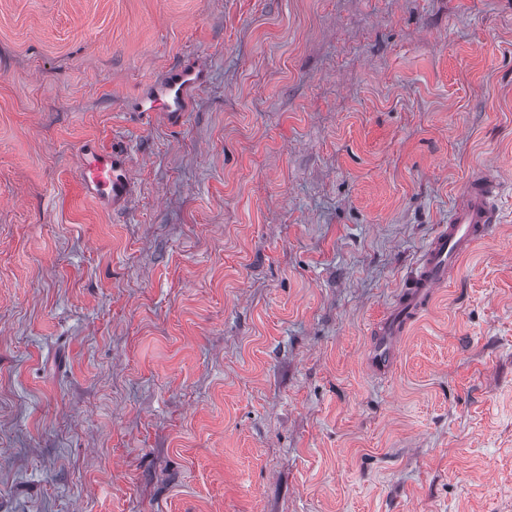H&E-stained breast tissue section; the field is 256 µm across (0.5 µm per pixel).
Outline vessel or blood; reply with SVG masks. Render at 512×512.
I'll list each match as a JSON object with an SVG mask.
<instances>
[{"mask_svg": "<svg viewBox=\"0 0 512 512\" xmlns=\"http://www.w3.org/2000/svg\"><path fill=\"white\" fill-rule=\"evenodd\" d=\"M206 82L205 73L193 66H183L153 86L137 102L142 112H161L179 120L187 110L189 96ZM128 157L122 150L103 151L86 148L81 164V179L99 199L113 202L124 198L129 181ZM500 182L489 172L472 174L461 187L448 214L420 253L415 270L397 294L391 314L378 326L377 341L368 351V363L377 376H385L395 366L398 341L406 328L429 303L436 288L445 284L461 258L485 239L499 223L496 199Z\"/></svg>", "mask_w": 512, "mask_h": 512, "instance_id": "vessel-or-blood-1", "label": "vessel or blood"}]
</instances>
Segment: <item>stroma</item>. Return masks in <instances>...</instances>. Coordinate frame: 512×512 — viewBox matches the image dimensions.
I'll return each mask as SVG.
<instances>
[{
    "label": "stroma",
    "mask_w": 512,
    "mask_h": 512,
    "mask_svg": "<svg viewBox=\"0 0 512 512\" xmlns=\"http://www.w3.org/2000/svg\"><path fill=\"white\" fill-rule=\"evenodd\" d=\"M481 169L500 223L373 375ZM0 512H512V0H0ZM206 82L205 73L194 66H183L153 86L137 102L139 112H164L178 121L187 112L189 96ZM127 165L128 157L121 149L109 152L88 147L83 151L81 179L91 193L113 203L126 196Z\"/></svg>",
    "instance_id": "obj_1"
}]
</instances>
